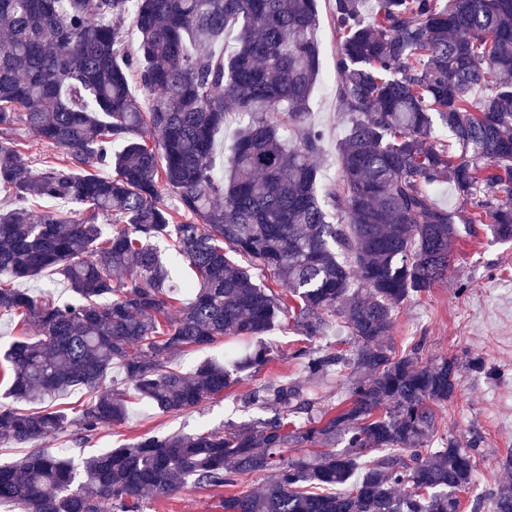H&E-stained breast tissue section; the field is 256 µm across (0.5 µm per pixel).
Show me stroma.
I'll return each instance as SVG.
<instances>
[{
	"instance_id": "stroma-1",
	"label": "stroma",
	"mask_w": 512,
	"mask_h": 512,
	"mask_svg": "<svg viewBox=\"0 0 512 512\" xmlns=\"http://www.w3.org/2000/svg\"><path fill=\"white\" fill-rule=\"evenodd\" d=\"M331 0H317L320 17L318 46L321 70L310 101L311 122L323 133V153L317 164L325 181L340 175L339 145L347 118L336 96L335 83L325 75L334 71L337 45L331 31ZM455 257L446 278L397 308L389 342L396 351L419 347L423 361L457 357L462 365L454 397L439 405L440 432L449 441L477 449L476 469L462 512H473L472 503L502 483L512 484V469L503 461L512 452V241L491 236L486 225H473L457 241ZM298 333L293 325L270 331L266 339L279 356L252 373L243 374L224 395L196 409L160 414L139 401H130L125 423L101 430L91 441L68 431L49 437L37 448L56 452L63 448L74 463L119 444L152 433H195L221 430L260 418V410L244 406L254 388L272 379L306 385L302 362L294 355ZM32 445L0 442V462H14L32 452ZM224 489L183 487L168 500L145 498L140 512H220Z\"/></svg>"
}]
</instances>
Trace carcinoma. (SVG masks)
<instances>
[{"mask_svg":"<svg viewBox=\"0 0 512 512\" xmlns=\"http://www.w3.org/2000/svg\"><path fill=\"white\" fill-rule=\"evenodd\" d=\"M332 16L349 121L340 178L320 191L316 0H0V190L11 196L0 278L54 271L71 291L61 301L0 286V315L36 327L0 363L9 393L30 405L0 406V440L30 444L73 425L88 440L121 424L127 394L105 383L116 364L156 410L196 408L275 357L264 335L285 317L309 338L338 321L354 343L348 355L297 350L306 387L253 390L246 403L278 409L272 418L143 437L80 469L47 451L0 464V505L133 512L148 494L261 474V492L225 496L222 512H461L475 457L432 447L434 405L455 395L461 364H425L382 339L399 305L448 275L461 225L512 240V0H333ZM125 20L139 33L134 55L120 53ZM229 112L241 127L219 177L215 136ZM18 123L43 157L23 160ZM442 181L457 206L436 202ZM54 200L75 209L36 207ZM170 257L196 275L186 306ZM228 338L248 341L228 362L191 376L170 366ZM345 370L359 376L329 408L324 388ZM73 387L93 393L76 417L47 405ZM291 444L316 452L288 459ZM474 512H512V486Z\"/></svg>","mask_w":512,"mask_h":512,"instance_id":"obj_1","label":"carcinoma"}]
</instances>
